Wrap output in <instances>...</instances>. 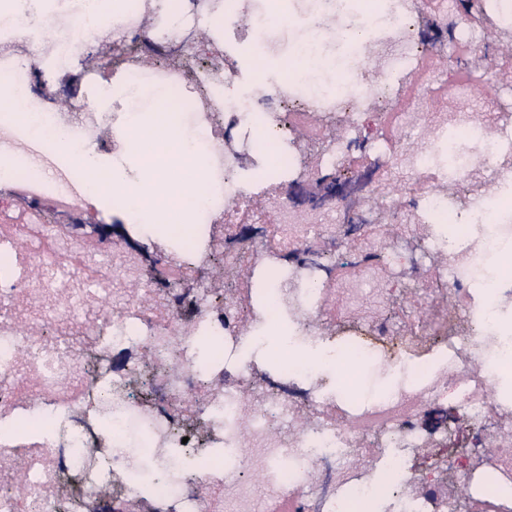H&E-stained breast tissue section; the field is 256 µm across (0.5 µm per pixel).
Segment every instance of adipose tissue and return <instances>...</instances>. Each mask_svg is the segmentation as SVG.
Returning a JSON list of instances; mask_svg holds the SVG:
<instances>
[{
    "label": "adipose tissue",
    "mask_w": 512,
    "mask_h": 512,
    "mask_svg": "<svg viewBox=\"0 0 512 512\" xmlns=\"http://www.w3.org/2000/svg\"><path fill=\"white\" fill-rule=\"evenodd\" d=\"M146 123L157 131L158 142L147 145L129 139L123 163L108 166L93 156L79 157V164L90 172L88 197L94 203L112 195L120 197L128 211L142 222L153 226L168 224L187 231L200 205L195 186L203 160L201 147L184 132L164 99H157L149 119L137 114L127 119L128 128L135 130ZM132 167L137 170L133 176L128 173ZM165 198L173 200L172 209L151 208V201Z\"/></svg>",
    "instance_id": "adipose-tissue-1"
}]
</instances>
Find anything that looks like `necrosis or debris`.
I'll return each instance as SVG.
<instances>
[{
	"label": "necrosis or debris",
	"instance_id": "necrosis-or-debris-1",
	"mask_svg": "<svg viewBox=\"0 0 512 512\" xmlns=\"http://www.w3.org/2000/svg\"><path fill=\"white\" fill-rule=\"evenodd\" d=\"M384 19L366 30L352 0H295L271 16L227 0H179L177 22L155 23L156 0H132L112 20L39 19L63 28L66 49L96 42L98 71H119L90 105L35 103L42 68L29 26H0L6 97L25 103L65 150L118 153L125 113L139 93L163 90L203 143L207 202L182 257L124 221L94 251L52 214L96 205L75 196L79 170L56 168L55 149L25 151L21 123L0 118V152L22 158L0 172V512H101L105 496L143 512H512V277H501L512 246V214L485 221L512 193V100L482 91L470 65L478 25L502 27L498 0H380ZM363 31L337 54V28ZM254 56L305 48L274 82L238 100L234 44ZM279 146L275 174L255 211L240 171L259 168L250 147ZM361 156L370 178L358 193L296 207L288 187L338 175ZM461 234L448 240L445 223ZM226 242L224 267L239 282L217 303L197 277ZM319 238L336 257L312 254ZM149 240L158 275L136 278L135 245ZM417 241L414 250L408 241ZM412 291L407 320L387 312ZM26 301V315L15 312ZM288 321L294 354L257 384L238 356L260 347L270 318ZM329 345L346 393L325 392ZM120 347L141 357L112 367ZM393 383L383 392L385 376ZM445 404L444 426L425 417ZM423 448L447 454L438 475L410 465Z\"/></svg>",
	"mask_w": 512,
	"mask_h": 512
}]
</instances>
